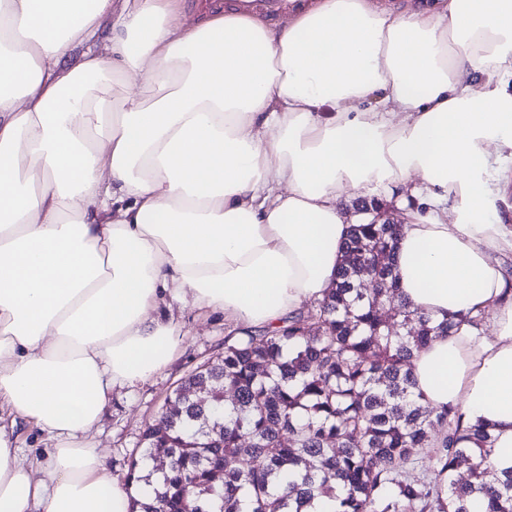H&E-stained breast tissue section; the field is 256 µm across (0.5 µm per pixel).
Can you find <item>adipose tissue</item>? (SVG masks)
Masks as SVG:
<instances>
[{"instance_id":"obj_1","label":"adipose tissue","mask_w":512,"mask_h":512,"mask_svg":"<svg viewBox=\"0 0 512 512\" xmlns=\"http://www.w3.org/2000/svg\"><path fill=\"white\" fill-rule=\"evenodd\" d=\"M511 83L512 0H0V407L55 442L0 425V512H129L92 432L181 353L174 304L277 325L334 288L341 199L404 186L398 293L459 324L411 377L511 467ZM239 1L236 6L237 9L241 12L246 13H254L261 12L265 14H276L281 12L282 10L287 8V4L284 2L286 0H237ZM290 8L284 10L277 16H269L265 14H259L264 20H266L269 24L274 25L276 23H280L286 21L288 19V13H290ZM14 436L16 437L17 446L20 448V453L24 456L38 454L46 457L45 451L54 448L55 445V442L49 439L46 434L40 433L22 420H18Z\"/></svg>"}]
</instances>
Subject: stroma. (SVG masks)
I'll return each instance as SVG.
<instances>
[{
    "instance_id": "1",
    "label": "stroma",
    "mask_w": 512,
    "mask_h": 512,
    "mask_svg": "<svg viewBox=\"0 0 512 512\" xmlns=\"http://www.w3.org/2000/svg\"><path fill=\"white\" fill-rule=\"evenodd\" d=\"M174 314L185 334L181 355L150 380L113 391L99 425L95 439L115 475L125 476L131 455L140 454L141 434L158 419L166 396L199 364L216 359L232 333L218 311L187 304L176 307Z\"/></svg>"
}]
</instances>
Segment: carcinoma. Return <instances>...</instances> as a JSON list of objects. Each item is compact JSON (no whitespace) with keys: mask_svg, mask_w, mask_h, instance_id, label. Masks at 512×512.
<instances>
[{"mask_svg":"<svg viewBox=\"0 0 512 512\" xmlns=\"http://www.w3.org/2000/svg\"><path fill=\"white\" fill-rule=\"evenodd\" d=\"M397 238L391 224L351 225L322 301L224 342L166 397L168 434L144 431V454L129 462L130 512H310L322 497L334 512H469L474 493L487 512H512V468L487 480L488 435L414 392L415 353L457 323L399 297ZM437 427L448 430L439 447Z\"/></svg>","mask_w":512,"mask_h":512,"instance_id":"obj_1","label":"carcinoma"}]
</instances>
